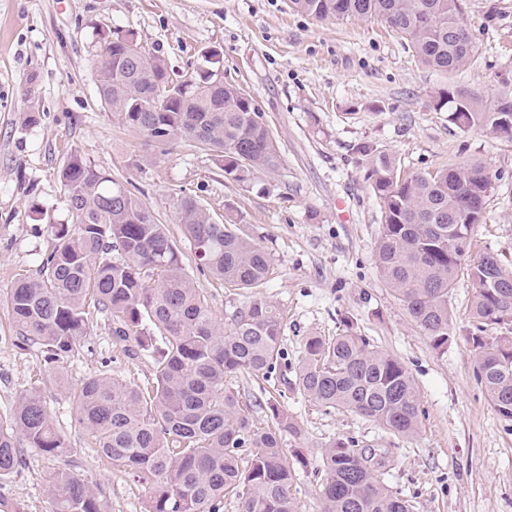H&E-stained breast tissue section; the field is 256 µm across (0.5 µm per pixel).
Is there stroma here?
Returning a JSON list of instances; mask_svg holds the SVG:
<instances>
[{
    "mask_svg": "<svg viewBox=\"0 0 512 512\" xmlns=\"http://www.w3.org/2000/svg\"><path fill=\"white\" fill-rule=\"evenodd\" d=\"M462 7L476 49L446 73L422 65L380 20H318L290 0H0V301L18 274L37 269L49 224L66 217L59 172L73 155L111 170L167 225L187 276L225 321L252 293L198 270L173 205L192 195L218 218L232 207L240 232L268 255L260 294L284 324L274 370L233 374L226 384L250 405L256 426H266L271 400L297 423L282 445L300 458L299 512H321L320 457L339 438L387 449L386 482L414 512H512V421L493 410L474 376L471 284L458 278L453 340L447 352L435 351L378 272L382 211L360 151L376 147L408 171L486 166L495 190L474 250H496L512 271V141L459 130L432 105L451 86L488 100L500 93L502 78L512 77V0H462ZM129 29L171 71L192 72L202 52L217 51L225 81L264 111L278 170L233 181L211 152L179 136L155 144L104 109L93 65L99 34ZM350 323L407 368L420 399L414 436L326 410L292 389L306 338ZM102 372L142 387L154 382L151 358H127L100 319L51 376L38 347H19L0 304V416L28 390H41L69 447L54 458L17 439L24 463L0 491L23 512H53L45 479L58 469L84 479L109 512H144L147 489L93 453L71 408V390Z\"/></svg>",
    "mask_w": 512,
    "mask_h": 512,
    "instance_id": "1",
    "label": "stroma"
}]
</instances>
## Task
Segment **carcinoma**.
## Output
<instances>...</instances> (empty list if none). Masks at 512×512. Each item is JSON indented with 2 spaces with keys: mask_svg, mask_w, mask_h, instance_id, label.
<instances>
[{
  "mask_svg": "<svg viewBox=\"0 0 512 512\" xmlns=\"http://www.w3.org/2000/svg\"><path fill=\"white\" fill-rule=\"evenodd\" d=\"M294 9L326 19L377 18L405 38L426 67L452 72L474 52L460 0H291ZM104 105L122 124L155 143L173 136L215 153L224 176L246 183L257 171H273L280 155L264 112L241 88L213 84L198 73L182 100L162 107L170 72L152 54L112 58V37L100 33L96 62ZM508 90L486 101L450 87L437 93L434 109L448 122L512 139V125H493ZM368 179L382 208L377 243L383 281L403 304L431 346L452 341L448 302L461 275L474 290L467 338L475 377L492 408L512 420V279L499 254L486 250L469 261L481 220L454 223L451 215L473 204L486 209L492 178L480 163L407 172L395 158L364 145ZM67 219L49 225L50 242L35 272L16 279L5 301L24 345L39 346L53 374L102 318L128 356L153 359L152 389L102 373L70 393L79 425L89 431L102 459L149 489L147 512H224L233 498L238 512H297L296 471L282 435L297 432L287 413L269 403L271 422L257 427L248 409L225 385L231 374H264L279 354L283 314L255 296L231 322H218L207 299L191 284L166 225L112 172L77 155L59 173ZM177 223L197 267L231 287L258 288L269 260L239 235L232 215L219 222L208 208L185 196ZM157 285L151 288L150 280ZM292 388L328 410H350L410 437L419 428L417 389L403 364L347 329L310 336ZM32 448L60 457L69 452L53 427L45 401L33 388L0 420V480L24 463L15 434ZM250 453L243 454V449ZM386 455L372 458L352 440L339 439L321 454L322 512H412L413 506L384 482ZM55 512H105L98 495L73 472L47 479Z\"/></svg>",
  "mask_w": 512,
  "mask_h": 512,
  "instance_id": "cac0c4a2",
  "label": "carcinoma"
}]
</instances>
